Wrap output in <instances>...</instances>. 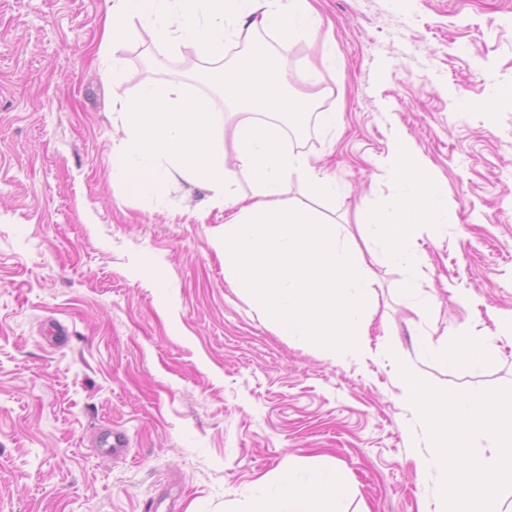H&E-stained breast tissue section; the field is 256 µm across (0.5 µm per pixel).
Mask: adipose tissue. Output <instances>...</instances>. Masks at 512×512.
Masks as SVG:
<instances>
[{"label": "adipose tissue", "mask_w": 512, "mask_h": 512, "mask_svg": "<svg viewBox=\"0 0 512 512\" xmlns=\"http://www.w3.org/2000/svg\"><path fill=\"white\" fill-rule=\"evenodd\" d=\"M390 156L398 169L410 170L406 191L396 196L387 210L366 213L362 219L375 243L381 245L379 258L390 265L405 267L407 292L419 287L421 250L417 235L421 226L442 224L448 219L442 186L430 178L403 136L392 141ZM512 339V319L499 323L496 336H482L458 329L451 341L436 355L451 366L480 365L494 356L495 338ZM287 512H342L341 506L352 489L339 477L318 471L306 479L285 475L279 484Z\"/></svg>", "instance_id": "ef3b65f1"}]
</instances>
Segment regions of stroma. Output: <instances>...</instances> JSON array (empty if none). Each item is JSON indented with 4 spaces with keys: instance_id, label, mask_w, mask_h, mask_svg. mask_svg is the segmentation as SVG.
<instances>
[{
    "instance_id": "35a3bbf8",
    "label": "stroma",
    "mask_w": 512,
    "mask_h": 512,
    "mask_svg": "<svg viewBox=\"0 0 512 512\" xmlns=\"http://www.w3.org/2000/svg\"><path fill=\"white\" fill-rule=\"evenodd\" d=\"M111 6L0 0V512H144L167 493L178 512H246L256 493L277 499L292 462L336 471L353 490L344 512H425L442 477L417 464L432 441L388 362L279 335L225 279L210 241L224 213L205 187L178 178L140 196L113 180L125 136L113 96L157 80L211 87L191 46L167 51L136 18L115 57L100 56ZM319 8L335 66L302 41L288 69L293 91L342 115L335 141L314 127L298 142L336 195L293 181L284 201L336 221L363 251L371 338L409 352L419 379L512 387V340L481 368L428 354L459 328L491 336L512 316V0ZM397 134L448 206L447 223L420 230L411 295L358 224L401 190L387 161ZM52 321L65 344L46 337ZM106 425L127 431L126 458L95 448Z\"/></svg>"
}]
</instances>
